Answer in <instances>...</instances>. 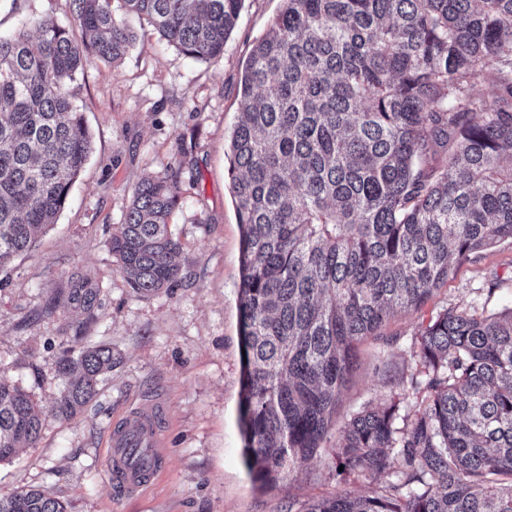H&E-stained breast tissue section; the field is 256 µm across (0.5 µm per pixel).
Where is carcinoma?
<instances>
[{"label":"carcinoma","instance_id":"obj_1","mask_svg":"<svg viewBox=\"0 0 512 512\" xmlns=\"http://www.w3.org/2000/svg\"><path fill=\"white\" fill-rule=\"evenodd\" d=\"M184 56L218 61L243 0H120ZM241 81L229 174L242 231L240 420L252 478L275 484L327 442L364 339L417 310L451 259L512 240V0H283ZM80 31L48 16L0 35V269L63 210L92 150L67 85L93 59L120 62L137 34L112 0H70ZM493 71L489 82L483 72ZM179 171L136 184L110 248L132 290L175 287L169 219ZM82 310L53 359L54 405L81 412L112 372L86 336L101 288L71 280L45 304ZM420 366L399 402L340 430L336 466L392 480L304 512H512V308L446 310L420 326ZM30 396L0 379V462L33 446ZM24 489L0 512H67Z\"/></svg>","mask_w":512,"mask_h":512}]
</instances>
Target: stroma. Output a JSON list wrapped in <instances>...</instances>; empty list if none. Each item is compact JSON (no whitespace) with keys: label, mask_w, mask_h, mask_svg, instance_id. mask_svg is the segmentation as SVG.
Masks as SVG:
<instances>
[{"label":"stroma","mask_w":512,"mask_h":512,"mask_svg":"<svg viewBox=\"0 0 512 512\" xmlns=\"http://www.w3.org/2000/svg\"><path fill=\"white\" fill-rule=\"evenodd\" d=\"M282 6L244 0L216 62L183 56L146 21L126 16L137 41L123 61L96 62L71 84L92 133L90 158L55 224L15 258L0 286V377L24 388L42 411L38 442L0 463V498L39 489L68 502L71 512H303L314 498L376 488L374 480L337 473V431L299 462L295 480L273 488H258L242 456L241 229L227 152L243 66ZM34 15L72 22L69 0H0V33ZM171 167L180 171L182 205L169 224L183 248V278L172 292L143 298L120 276L109 240L135 184ZM453 266L418 311L391 316L379 336L360 344L336 408L338 427L399 393L397 376L410 370L422 323L446 310L491 314L512 307L511 239ZM76 275L102 288L87 334L111 344L115 363L84 411L63 419L53 405L64 381L51 359L83 316L44 307ZM156 399L165 405V467L149 487L118 491L109 434L131 409Z\"/></svg>","instance_id":"stroma-1"}]
</instances>
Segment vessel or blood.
<instances>
[{
	"mask_svg": "<svg viewBox=\"0 0 512 512\" xmlns=\"http://www.w3.org/2000/svg\"><path fill=\"white\" fill-rule=\"evenodd\" d=\"M162 413V405H144L114 426L109 435L108 457L116 487L140 489L163 470L167 450L158 425Z\"/></svg>",
	"mask_w": 512,
	"mask_h": 512,
	"instance_id": "1",
	"label": "vessel or blood"
}]
</instances>
